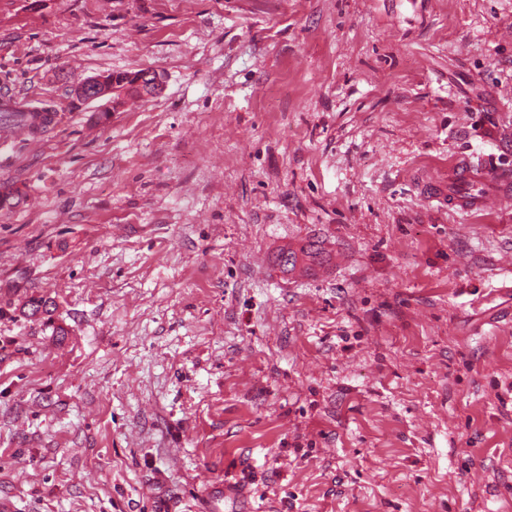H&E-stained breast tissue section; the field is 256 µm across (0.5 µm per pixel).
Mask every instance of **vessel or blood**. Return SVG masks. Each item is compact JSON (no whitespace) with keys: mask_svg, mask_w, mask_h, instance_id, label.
<instances>
[{"mask_svg":"<svg viewBox=\"0 0 512 512\" xmlns=\"http://www.w3.org/2000/svg\"><path fill=\"white\" fill-rule=\"evenodd\" d=\"M512 201V176L466 163L456 164L448 188V205L461 212Z\"/></svg>","mask_w":512,"mask_h":512,"instance_id":"1","label":"vessel or blood"}]
</instances>
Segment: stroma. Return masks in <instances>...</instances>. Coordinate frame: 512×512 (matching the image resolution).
<instances>
[{"label": "stroma", "instance_id": "1", "mask_svg": "<svg viewBox=\"0 0 512 512\" xmlns=\"http://www.w3.org/2000/svg\"><path fill=\"white\" fill-rule=\"evenodd\" d=\"M7 100L62 108L0 145L14 512H512V205L448 206L512 171V0H0ZM145 70L137 72L108 73V78L119 88L124 89L125 97H141L139 90L133 86L132 76L145 73ZM105 75H98L85 79L75 85L71 91L72 96L85 103L104 102L101 108L110 112L112 109V95L119 94L115 87L109 82ZM449 185L448 206L461 212L487 209L512 201V179L509 174L474 168L467 163L455 164Z\"/></svg>", "mask_w": 512, "mask_h": 512}]
</instances>
